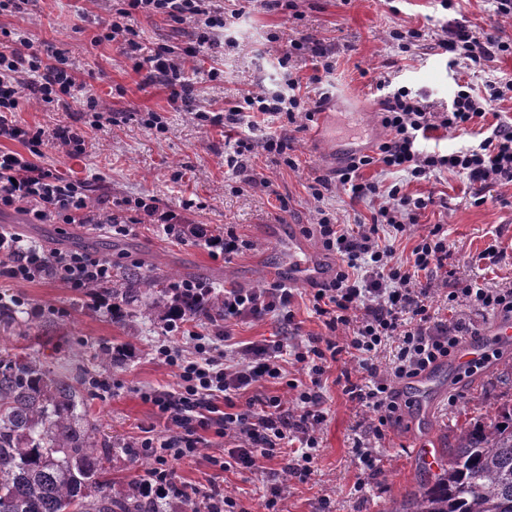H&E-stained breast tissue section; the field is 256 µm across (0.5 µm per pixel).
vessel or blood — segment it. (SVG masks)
I'll list each match as a JSON object with an SVG mask.
<instances>
[{
    "label": "vessel or blood",
    "mask_w": 512,
    "mask_h": 512,
    "mask_svg": "<svg viewBox=\"0 0 512 512\" xmlns=\"http://www.w3.org/2000/svg\"><path fill=\"white\" fill-rule=\"evenodd\" d=\"M276 235L288 245V263L281 268L280 276L289 286L317 288L333 279V266L296 229L281 224ZM511 345L512 319L493 318L485 331L460 345L450 367L437 366L402 383L399 390L409 403L406 413L411 425L425 424L433 404L455 375L484 360L490 350Z\"/></svg>",
    "instance_id": "obj_1"
}]
</instances>
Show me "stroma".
Wrapping results in <instances>:
<instances>
[{"instance_id":"stroma-1","label":"stroma","mask_w":512,"mask_h":512,"mask_svg":"<svg viewBox=\"0 0 512 512\" xmlns=\"http://www.w3.org/2000/svg\"><path fill=\"white\" fill-rule=\"evenodd\" d=\"M119 0H28L24 13L0 16V28L18 30L41 45L45 53H61L73 65L79 80L91 85L112 120L94 129L90 113L58 106L43 110L29 104L15 112L16 123L53 128L68 124L84 131L83 154L71 156L61 149L43 147L38 162L56 175L82 182L90 206L119 207L127 223L123 234L104 227L75 229L69 224L46 221L29 223L25 213L0 212V221L20 228L25 240L46 249L88 251L124 264L143 263L178 282L189 278L212 288H270L277 279L272 271L281 264L282 248L265 232L271 224H292L306 232L326 210L341 224H368L373 205L352 199L334 168L321 152L318 122L296 129L284 118H269L260 129H227L205 126L197 115L222 112L244 94L274 90L284 83L278 64L292 40L305 37L333 54L336 67L323 82L330 95L329 112H380L378 79L393 86H407L421 93L435 108H445L458 81L472 83L483 92L486 83L512 85V55L499 56L473 71L465 60L449 63L437 43L446 26L466 20L474 35L512 40V19L499 16L492 0H454L445 8L442 0H281L269 8L263 0H227L232 12L224 31L228 48H217L191 62L185 80L190 97L172 103V89L150 79L148 69H137L120 43L97 42L103 22L114 17ZM133 27L145 50L162 45L183 49L193 41L192 27L159 16L137 15ZM419 29L423 38L410 50H400L389 37L392 29ZM223 70V79L211 80L210 68ZM162 115L166 132L145 127L148 113ZM287 131L294 167L279 163L261 147L263 133ZM251 138L254 149L247 159V173L257 179L245 186L242 176L224 162L241 138ZM363 179L402 184L414 197H432L433 203L395 243V262L408 263L411 252L433 225H442L452 245L451 262L459 276L489 288L512 286V185L480 186L466 178L438 173L418 182L405 181L400 173L374 164L363 168ZM323 180L322 201H315L311 187ZM142 198L158 212L172 214L184 225L182 238L168 236L162 224L145 212L129 208ZM233 232L243 248L231 257L212 256L203 237ZM501 257L497 263L483 260L488 246ZM24 301L28 311L50 308L57 326L25 338L10 336L8 343L67 362L86 359L94 348L115 340L133 344L134 356L125 365L104 373L106 390L92 404L102 433L127 445L144 429L165 431L156 408L142 398L149 389L177 386L174 372L154 359L161 343H179L176 333L163 322L144 323L133 318L126 324L112 322L96 308L91 297L67 288L52 278L28 283L0 277V295ZM297 331L284 333L277 315L261 320L241 318L229 325L234 342L244 344L287 335L289 342L307 340L324 332L315 315L308 289L295 292L293 305ZM343 362L331 363L323 395L325 419L319 446L313 453L311 474L305 482L289 480L279 503L281 512H389L393 499L402 498L430 477L413 455L423 438L451 447L466 423L482 420L500 403L512 399V348L471 379L454 380L431 413V429L424 432L408 422L386 429L377 449L374 470L363 469L354 450L359 437L368 433L371 413L352 403L336 379ZM175 481L186 491H225L239 499L249 512H266V484L259 471L233 468L222 471L196 459L174 466Z\"/></svg>"}]
</instances>
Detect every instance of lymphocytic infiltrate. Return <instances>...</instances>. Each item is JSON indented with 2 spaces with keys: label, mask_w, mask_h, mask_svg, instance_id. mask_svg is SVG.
<instances>
[{
  "label": "lymphocytic infiltrate",
  "mask_w": 512,
  "mask_h": 512,
  "mask_svg": "<svg viewBox=\"0 0 512 512\" xmlns=\"http://www.w3.org/2000/svg\"><path fill=\"white\" fill-rule=\"evenodd\" d=\"M139 14L191 23L202 52L214 45L225 25L224 8L215 0H124L102 40L124 42L125 53H135L132 23ZM438 46L450 59H466L476 68L496 56L512 55V42L476 37L463 24L449 28ZM287 84V91L248 94L224 113L211 116L203 112L199 119L250 129L258 127L260 117L266 115H286L292 124L300 118L313 120L315 112L301 95L298 80L288 79ZM503 97L494 86L477 94L465 81L458 84L446 111L435 112L423 95L408 87L384 93L381 124L388 132L386 139L377 145L375 154L352 158L338 172L352 199L377 203L372 223L349 228L335 223L325 211L314 226L323 247L340 258L331 283L312 295L313 308L322 317L328 336L309 337L295 351L280 340L222 351L218 337L192 330L182 344L155 348L156 357L174 371L178 385L172 391L143 395L165 415L167 427L165 434H149L138 443L139 454L150 462L147 477L139 486L147 503L158 505L178 494L173 465L199 457L208 444L204 436L208 430L229 445L226 457L209 456L212 466L223 469L232 462L252 470L259 459L280 458L283 476L305 480L325 419L322 378L329 363L343 353L354 362L342 372L345 391L375 415L374 435L382 436L384 427L400 422L405 402L397 383L448 359L463 337L475 331L465 320L449 323L432 314L428 298L438 276L453 281L449 308L465 304L483 313L512 316L511 288H487L458 277L456 270L449 268L452 250L442 226L421 238L410 265L395 263L394 240L418 223L429 201L403 193L400 185L364 181L359 175L363 167L378 163L404 173L410 181L446 171L473 184L512 185V123L497 124L478 143L452 153L428 152L421 147L422 141L441 129L470 132ZM68 98L82 104L85 111L103 110L65 59L46 61L33 41L18 33L0 47V137L29 149L25 155L0 150V210L13 208L38 219L52 216L65 224H106L124 231L125 223L118 215L89 207L81 182L63 180L35 161L48 144L70 154L83 152L84 134L65 125L49 133L33 130L13 118L27 100L51 107ZM110 271V262L92 254L56 252L48 257L36 245L22 243L19 236L0 232V274L13 280L34 282L51 277L83 289L103 281ZM293 297L292 289L281 285L258 290L229 288L224 292V317L259 320L275 313L290 324L294 321ZM390 341L396 345V354L384 365L380 351ZM287 354L305 371L306 381L287 379L281 364ZM271 380L286 384L293 399L279 395L248 398L245 409L236 410L235 398ZM295 439L302 451L292 457L287 444Z\"/></svg>",
  "instance_id": "1"
}]
</instances>
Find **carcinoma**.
Here are the masks:
<instances>
[{
	"label": "carcinoma",
	"instance_id": "carcinoma-1",
	"mask_svg": "<svg viewBox=\"0 0 512 512\" xmlns=\"http://www.w3.org/2000/svg\"><path fill=\"white\" fill-rule=\"evenodd\" d=\"M85 293L108 299L117 324L212 319L224 300L221 292H178L166 277L126 266L112 267L107 283ZM0 326L29 335L19 300L0 298ZM130 350L128 343L101 345L88 364L57 366L23 349L0 350V512H152L136 480L112 493L106 464L128 450L101 434L90 409L102 391L99 370ZM391 512H512V400L461 428L439 473Z\"/></svg>",
	"mask_w": 512,
	"mask_h": 512
}]
</instances>
